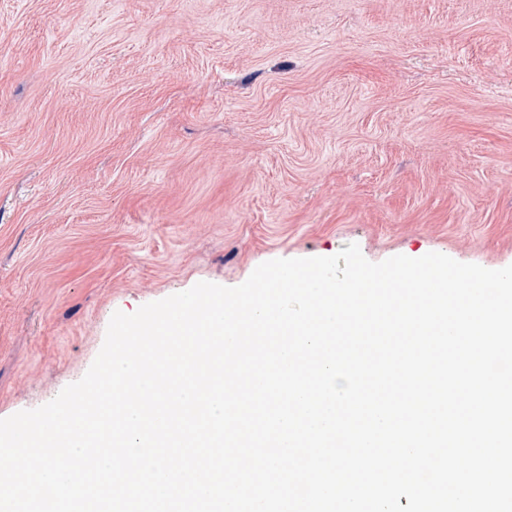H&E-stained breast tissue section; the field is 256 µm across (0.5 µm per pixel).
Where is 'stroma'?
I'll use <instances>...</instances> for the list:
<instances>
[{"instance_id":"obj_1","label":"stroma","mask_w":512,"mask_h":512,"mask_svg":"<svg viewBox=\"0 0 512 512\" xmlns=\"http://www.w3.org/2000/svg\"><path fill=\"white\" fill-rule=\"evenodd\" d=\"M351 243L512 265V0H0V419Z\"/></svg>"}]
</instances>
